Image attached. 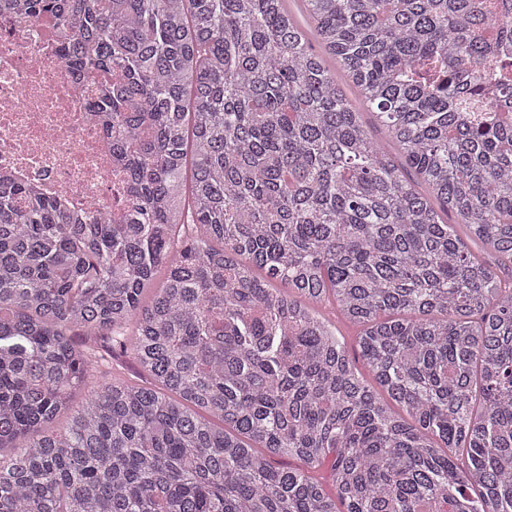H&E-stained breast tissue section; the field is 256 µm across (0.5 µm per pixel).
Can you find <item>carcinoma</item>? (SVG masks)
Instances as JSON below:
<instances>
[{"label":"carcinoma","instance_id":"cac0c4a2","mask_svg":"<svg viewBox=\"0 0 512 512\" xmlns=\"http://www.w3.org/2000/svg\"><path fill=\"white\" fill-rule=\"evenodd\" d=\"M302 2L10 0L120 78L132 202L0 183V512H512V0ZM340 77L341 76H339V80H341V88L347 100L358 112H365L363 113V120L372 136L375 139L387 142L390 145L389 136L384 127L379 125L370 113H366L372 112V110L370 108H367L359 94V91L356 89L355 86H353L352 83Z\"/></svg>","mask_w":512,"mask_h":512}]
</instances>
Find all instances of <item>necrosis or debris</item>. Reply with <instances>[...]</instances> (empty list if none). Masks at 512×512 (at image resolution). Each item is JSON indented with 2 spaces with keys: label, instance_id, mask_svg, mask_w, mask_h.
<instances>
[{
  "label": "necrosis or debris",
  "instance_id": "4bbe7bcc",
  "mask_svg": "<svg viewBox=\"0 0 512 512\" xmlns=\"http://www.w3.org/2000/svg\"><path fill=\"white\" fill-rule=\"evenodd\" d=\"M62 39L50 17H19L0 0V174L57 199L68 213L116 214L125 186L112 139L88 107L101 82L61 66Z\"/></svg>",
  "mask_w": 512,
  "mask_h": 512
}]
</instances>
